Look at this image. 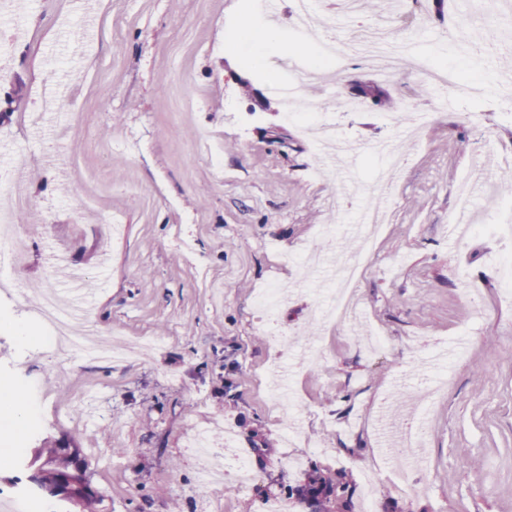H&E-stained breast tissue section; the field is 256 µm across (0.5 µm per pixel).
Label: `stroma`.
<instances>
[{"label":"stroma","mask_w":512,"mask_h":512,"mask_svg":"<svg viewBox=\"0 0 512 512\" xmlns=\"http://www.w3.org/2000/svg\"><path fill=\"white\" fill-rule=\"evenodd\" d=\"M345 12L321 0L316 15L337 37L384 24L385 0H358ZM97 16L81 47L80 0H16L20 26L0 19V166L17 167L38 220L20 270L0 269V314L28 323L37 342L23 348L0 327V383L38 382V414L0 417V437L28 428L25 461L0 466V502L31 493L40 508L70 505L32 481L28 457L78 435V463L94 498L92 512H260L309 474H343L353 502L365 473L377 470V512H512V297L495 277L499 248L489 230L512 156L511 64L488 67L446 38L465 0H407L409 18L426 22L404 49L395 80L369 58L346 60L316 86L312 100L354 96L375 86L359 111L332 114L333 132L358 142L360 155L311 176L316 152L283 113L278 83L233 52L237 19L251 0H90ZM453 65L462 88L419 93L417 55ZM58 82L63 108L31 119L37 96ZM484 87L474 98L468 86ZM410 101L426 120L406 135L397 110ZM395 147L403 167L385 172L378 143ZM220 155L214 166L212 155ZM475 187L471 231L448 233L461 179ZM386 189H379V180ZM390 222L359 284L357 324L319 323L331 274L304 269L301 254L326 240L347 249V227L371 205ZM84 275L89 324L120 341L145 336L160 347L131 361H70L51 351L31 311L43 291H61L51 254ZM279 283L293 298L274 326L288 336V393L299 405L300 467L288 464L281 413L270 403L268 366L276 353L254 306L259 288ZM389 345L374 355L358 344L371 332ZM436 343L458 345L442 368L448 392L434 407L424 464L411 492L394 487L380 442L382 399L395 418H413L420 385L400 392L398 375ZM83 395L92 414L80 426L57 420ZM233 429L252 467L246 488L211 494L186 443L196 429ZM101 448V456L87 453ZM472 460L459 466L460 453Z\"/></svg>","instance_id":"obj_1"}]
</instances>
